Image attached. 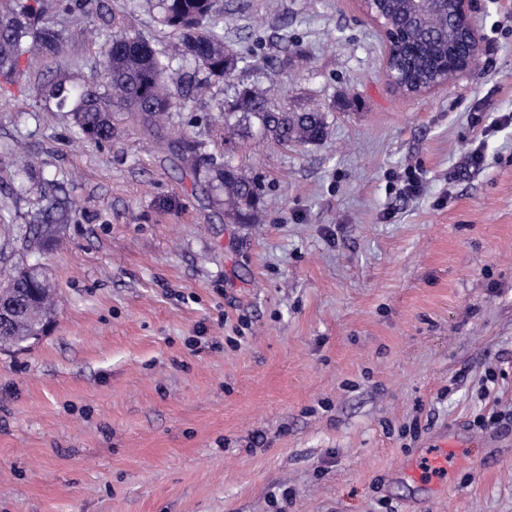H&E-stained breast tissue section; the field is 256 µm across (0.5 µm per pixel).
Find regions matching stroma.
Listing matches in <instances>:
<instances>
[{
  "label": "stroma",
  "mask_w": 512,
  "mask_h": 512,
  "mask_svg": "<svg viewBox=\"0 0 512 512\" xmlns=\"http://www.w3.org/2000/svg\"><path fill=\"white\" fill-rule=\"evenodd\" d=\"M219 5L258 69L166 137L117 112L82 144L40 95L99 78L105 38L60 0L65 54L0 80V216L64 217L28 252L0 234V265L39 264L56 301L39 340L0 347V512H512V0H475L478 67L422 96L382 78L357 0ZM156 16L135 0L125 24L161 50ZM233 82L324 109L327 139L225 125ZM184 136L261 183V223L225 222ZM426 455L444 491L408 477Z\"/></svg>",
  "instance_id": "obj_1"
}]
</instances>
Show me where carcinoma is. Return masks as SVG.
I'll list each match as a JSON object with an SVG mask.
<instances>
[{
	"mask_svg": "<svg viewBox=\"0 0 512 512\" xmlns=\"http://www.w3.org/2000/svg\"><path fill=\"white\" fill-rule=\"evenodd\" d=\"M157 23L170 30L174 42L169 51L153 47L145 36L124 26V12L102 10L98 0H61L63 11L86 18L98 17L113 34L107 35L100 62L107 90L92 85L75 88L63 81L49 80L40 92L68 109L79 138L94 144L112 141L117 132L112 124V108L121 107L143 127L161 134V122L173 111L184 108V94L172 75L186 69L201 72L208 80L226 79L240 67H250L248 57L239 56L224 45L218 31V0H156ZM63 38L45 20L40 0H0V77L22 74L23 56L42 50L57 52ZM224 123L238 112L250 115L264 135L281 145H306L323 142L329 133L326 115L321 110L291 112L288 107L269 106L267 94L247 84L236 87L227 102ZM183 159L196 177L212 191L224 194V217L240 223L253 216L260 196V185L226 160L217 162L202 143L180 139ZM48 224H29L19 228L17 238L28 248L38 236L48 235ZM7 285L0 291V343L20 344L43 333L51 316L46 278L33 266L16 267L0 277Z\"/></svg>",
	"mask_w": 512,
	"mask_h": 512,
	"instance_id": "carcinoma-1",
	"label": "carcinoma"
}]
</instances>
